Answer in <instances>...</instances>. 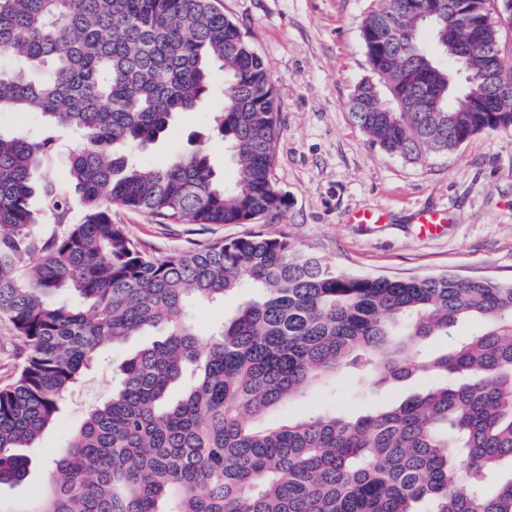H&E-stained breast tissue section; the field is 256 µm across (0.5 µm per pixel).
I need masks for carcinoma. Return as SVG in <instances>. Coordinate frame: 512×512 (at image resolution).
Returning a JSON list of instances; mask_svg holds the SVG:
<instances>
[{
	"label": "carcinoma",
	"mask_w": 512,
	"mask_h": 512,
	"mask_svg": "<svg viewBox=\"0 0 512 512\" xmlns=\"http://www.w3.org/2000/svg\"><path fill=\"white\" fill-rule=\"evenodd\" d=\"M214 0H0V112H38L39 139L0 134V317L24 352L0 385V512H512V281L440 273L339 271L261 228L155 256L112 210L179 224H247L285 212L273 181L278 104L269 68ZM381 0L360 36L372 78L351 114L385 153L418 162L479 135L512 132V112H479L485 45L500 47L495 2ZM484 40L456 60L448 29ZM224 79L206 148L138 162L173 117ZM395 106L379 99V85ZM68 181L36 180L60 133ZM83 209L80 223L67 215ZM252 295L200 333L192 304ZM479 329L458 338V326ZM158 339L120 371L52 462L51 489L21 509L29 448L100 347ZM433 337L445 353L423 348ZM352 372L374 391L426 378L404 401L354 417L318 413L257 430L250 420L308 386ZM184 396L168 401L171 385ZM208 151L212 162L219 173L224 174V180L226 182H232L237 174L235 168L224 159V142L219 139L211 137L208 140Z\"/></svg>",
	"instance_id": "carcinoma-1"
}]
</instances>
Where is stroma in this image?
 <instances>
[{
    "label": "stroma",
    "instance_id": "obj_1",
    "mask_svg": "<svg viewBox=\"0 0 512 512\" xmlns=\"http://www.w3.org/2000/svg\"><path fill=\"white\" fill-rule=\"evenodd\" d=\"M226 17L247 36L266 61L279 106L277 187L288 196L286 212L268 217L267 228L288 234L301 250L328 258L355 274L410 277L452 273L462 278L512 279V133L481 135L459 149L423 162H409L373 146L355 123L350 99L372 72L360 38L363 18L378 0H218ZM220 93L197 110L176 116L139 158L159 165L186 152L195 141L208 151L225 181L235 168L224 159V144L210 137ZM382 210L385 224H353L361 208ZM441 211L448 227L421 236L418 210ZM143 247L157 256L200 248L249 232L246 224H161L148 215L116 211ZM149 336L105 343L83 382L69 393L52 425L25 449L30 473L11 489L18 506H35L49 487L53 459L67 447L89 411L106 402L120 367L148 344ZM420 387L419 381L387 383L365 390L350 374L334 389H309L305 396L272 407L254 427L297 420L311 408L346 416L395 404Z\"/></svg>",
    "mask_w": 512,
    "mask_h": 512
}]
</instances>
